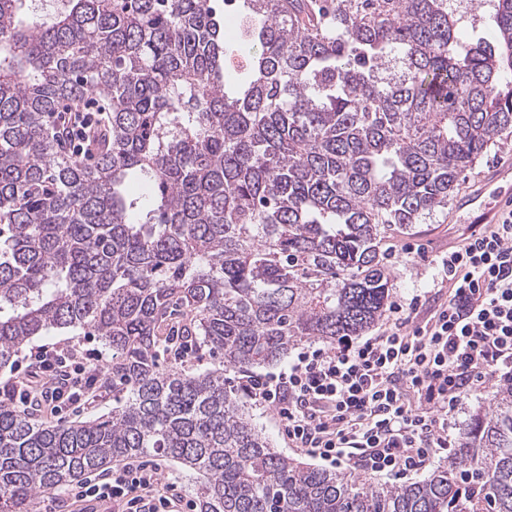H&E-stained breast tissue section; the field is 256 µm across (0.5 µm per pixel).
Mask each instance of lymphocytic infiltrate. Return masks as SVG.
I'll use <instances>...</instances> for the list:
<instances>
[{
	"instance_id": "obj_1",
	"label": "lymphocytic infiltrate",
	"mask_w": 512,
	"mask_h": 512,
	"mask_svg": "<svg viewBox=\"0 0 512 512\" xmlns=\"http://www.w3.org/2000/svg\"><path fill=\"white\" fill-rule=\"evenodd\" d=\"M434 287L391 305L381 333L302 348L279 373L246 374L242 391L273 408L289 443L334 465L400 474L452 451L448 422L464 398L512 375V211L439 254ZM22 384L0 386V403L32 396L59 410L90 401L95 375L45 346ZM155 468L129 463L82 482V501L122 512H194Z\"/></svg>"
}]
</instances>
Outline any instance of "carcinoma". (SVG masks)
Returning <instances> with one entry per match:
<instances>
[{"label":"carcinoma","mask_w":512,"mask_h":512,"mask_svg":"<svg viewBox=\"0 0 512 512\" xmlns=\"http://www.w3.org/2000/svg\"><path fill=\"white\" fill-rule=\"evenodd\" d=\"M0 0V367L51 329L112 348L106 418L40 424L0 404V512L114 461L199 474L200 512H512V381L421 481L387 485L272 448L224 370L160 368L192 338L276 363L382 318L385 242L448 208L512 135V0L499 38H458L449 0H242L248 74L215 0ZM108 105L95 162L47 118Z\"/></svg>","instance_id":"carcinoma-1"}]
</instances>
